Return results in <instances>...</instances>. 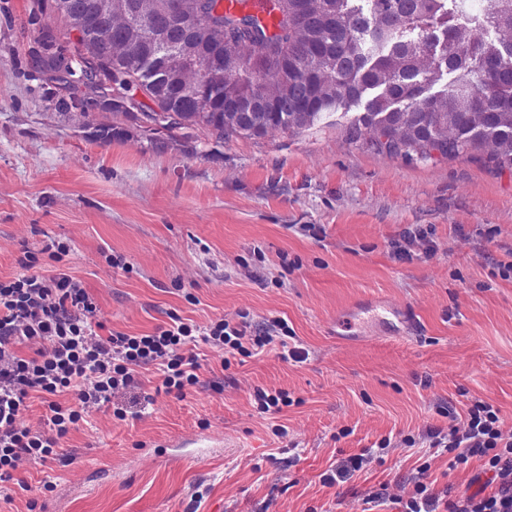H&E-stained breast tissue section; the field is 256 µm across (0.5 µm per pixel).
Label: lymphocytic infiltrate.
Wrapping results in <instances>:
<instances>
[{
	"label": "lymphocytic infiltrate",
	"mask_w": 512,
	"mask_h": 512,
	"mask_svg": "<svg viewBox=\"0 0 512 512\" xmlns=\"http://www.w3.org/2000/svg\"><path fill=\"white\" fill-rule=\"evenodd\" d=\"M37 263L34 254L24 253L19 273L0 280V484L12 481L23 491L29 485L18 478L20 467L63 460V439L91 408L110 404L116 418L126 419L127 409L116 398L134 386L140 368L155 367L164 392L181 396L199 382L202 364L191 350L196 341L221 347L231 357L250 356L273 337L290 333L281 318L251 337L244 319L200 326L173 313L151 333L103 338L99 309L81 283L64 272L44 275ZM22 344L36 345L33 357L18 354ZM35 394L48 407L37 428L23 422ZM63 395L70 403H60ZM425 441L451 453L457 465L479 457L496 489L444 502L420 482L400 500V512H512V433L502 429L498 408L476 401L448 430L428 431Z\"/></svg>",
	"instance_id": "obj_1"
}]
</instances>
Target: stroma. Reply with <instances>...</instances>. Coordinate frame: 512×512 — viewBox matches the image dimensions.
Returning <instances> with one entry per match:
<instances>
[{
  "instance_id": "35a3bbf8",
  "label": "stroma",
  "mask_w": 512,
  "mask_h": 512,
  "mask_svg": "<svg viewBox=\"0 0 512 512\" xmlns=\"http://www.w3.org/2000/svg\"><path fill=\"white\" fill-rule=\"evenodd\" d=\"M30 3L0 0V277L37 254L38 271L82 282L109 333L152 332L173 311L200 325L281 317L307 358L283 360L277 338L229 362L202 345L200 383L181 397L141 370L124 396L135 417L92 411L63 441L69 462L24 464L29 491L0 512H399L393 497L422 467L442 499L484 488L479 458L453 469L402 439L447 429L479 399L512 431V277L498 270L512 169L376 152L347 134L356 106L221 144L96 111L119 135L91 140L30 66ZM419 230L427 239L398 258ZM52 238L71 244L62 261L42 252ZM387 307L405 323H382ZM258 387L287 391L278 418L258 411ZM385 436L381 460L324 483ZM377 492L386 504L368 507Z\"/></svg>"
}]
</instances>
